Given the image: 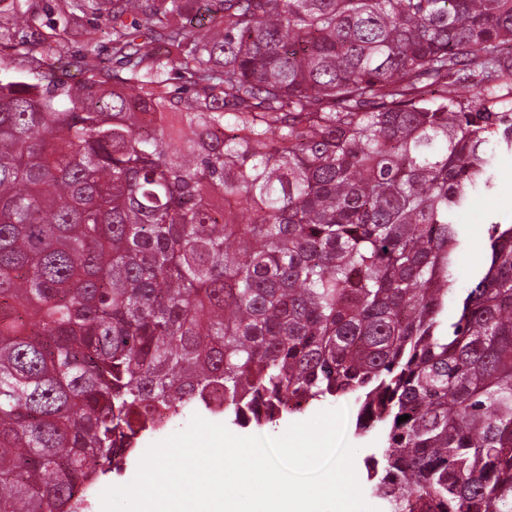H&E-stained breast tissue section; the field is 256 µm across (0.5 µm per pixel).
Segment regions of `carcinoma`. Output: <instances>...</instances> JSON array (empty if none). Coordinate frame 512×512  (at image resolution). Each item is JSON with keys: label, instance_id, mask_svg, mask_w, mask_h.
I'll list each match as a JSON object with an SVG mask.
<instances>
[{"label": "carcinoma", "instance_id": "cac0c4a2", "mask_svg": "<svg viewBox=\"0 0 512 512\" xmlns=\"http://www.w3.org/2000/svg\"><path fill=\"white\" fill-rule=\"evenodd\" d=\"M38 10L0 8V512H83L162 412L324 399L386 512H512V224L456 270L512 0H55L105 21L77 82ZM38 3L40 5L39 17L35 21L34 28L30 29L26 24H24L21 29L28 34L35 32L39 36L46 38L51 47L56 48L57 43L55 42L54 37H50L52 31L49 28L50 18L52 17L50 9L54 2L52 0H39ZM345 435L348 442L358 449L354 459L355 471L361 487L367 494H370L372 481L368 479L365 463L367 464V462H369L373 454L379 458L380 448L378 447L380 446V433L371 432L364 437L354 436L353 428L350 426V412L347 409Z\"/></svg>", "mask_w": 512, "mask_h": 512}]
</instances>
